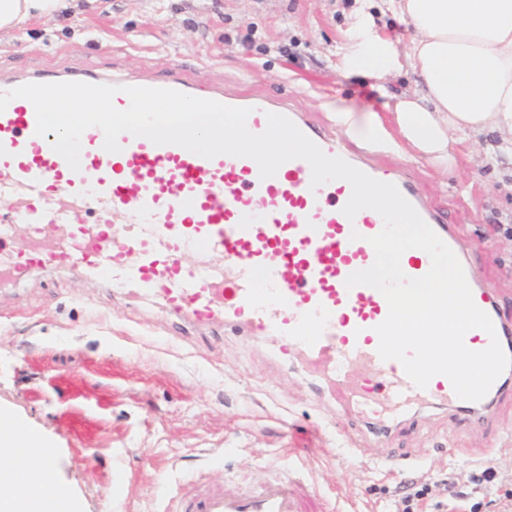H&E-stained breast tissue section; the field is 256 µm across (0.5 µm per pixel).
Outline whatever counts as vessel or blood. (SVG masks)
Returning <instances> with one entry per match:
<instances>
[{"label":"vessel or blood","mask_w":512,"mask_h":512,"mask_svg":"<svg viewBox=\"0 0 512 512\" xmlns=\"http://www.w3.org/2000/svg\"><path fill=\"white\" fill-rule=\"evenodd\" d=\"M116 87L113 104L125 109L133 79L115 74L83 77ZM159 87L248 109L249 129L259 134L268 114L289 118L330 156L345 157L337 139L322 134L287 103L264 94L237 95L198 85L171 73ZM33 104L10 101L0 112V197L12 199L0 211V272L20 279L36 267L70 266L88 278H106L158 301L169 312L200 324L244 326L259 339L277 340L283 352L319 365L333 385V400L348 398L354 365L369 368L357 396L368 415L405 414L413 405L435 400L471 412L474 401L456 396L450 380L433 377L416 387L400 362L382 359L376 328L389 306L376 289L347 287L355 271L369 268L375 251L369 239L383 228L381 216L364 209L347 218L343 208L351 186L338 179L311 185V167L302 159L282 164L261 178L250 158L219 155L208 159L173 144L157 145L124 133L120 152L104 149L98 127L81 136L79 170H72L52 145L55 134H36ZM401 194L450 249L460 246L455 225L430 207L408 181ZM122 223H114L116 213ZM53 231L55 247L43 244ZM205 251L221 267H190L184 257ZM400 265L411 278L425 275L431 258L405 251ZM475 305L491 318L495 332L464 336L467 348L486 349L491 337L512 335L491 284H471ZM173 512H299V493L288 479L232 492L195 486L175 500Z\"/></svg>","instance_id":"obj_1"}]
</instances>
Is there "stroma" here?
Wrapping results in <instances>:
<instances>
[{
	"label": "stroma",
	"mask_w": 512,
	"mask_h": 512,
	"mask_svg": "<svg viewBox=\"0 0 512 512\" xmlns=\"http://www.w3.org/2000/svg\"><path fill=\"white\" fill-rule=\"evenodd\" d=\"M353 0H82L76 15L0 34V73L46 69L187 80L287 100L379 172L410 181L463 236L476 278L512 320V167L442 172L364 146L333 105L391 116L378 85L342 67ZM322 381L276 343L198 325L128 289L43 269L0 279V408L54 448L76 512H165L191 483L225 490L296 481L301 512H398L406 486L459 512H512V390L464 414L437 402L378 423L338 413ZM411 471L382 472L387 454ZM491 468L476 485L475 469Z\"/></svg>",
	"instance_id": "obj_1"
}]
</instances>
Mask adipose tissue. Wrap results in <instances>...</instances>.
I'll use <instances>...</instances> for the list:
<instances>
[{
  "label": "adipose tissue",
  "mask_w": 512,
  "mask_h": 512,
  "mask_svg": "<svg viewBox=\"0 0 512 512\" xmlns=\"http://www.w3.org/2000/svg\"><path fill=\"white\" fill-rule=\"evenodd\" d=\"M75 0H0V32L27 19H53ZM382 12L404 19L414 33L406 46L373 33L372 0H355L341 46L345 66L386 81L403 65L420 79L412 94L388 110L392 127L376 116L338 108L337 120L364 143L448 168L467 162L512 161V0H382ZM495 144L476 148L479 135ZM24 440L26 469L36 478L19 487L12 466H0V512H73L69 492L41 476L44 439L0 411V455Z\"/></svg>",
  "instance_id": "obj_1"
}]
</instances>
